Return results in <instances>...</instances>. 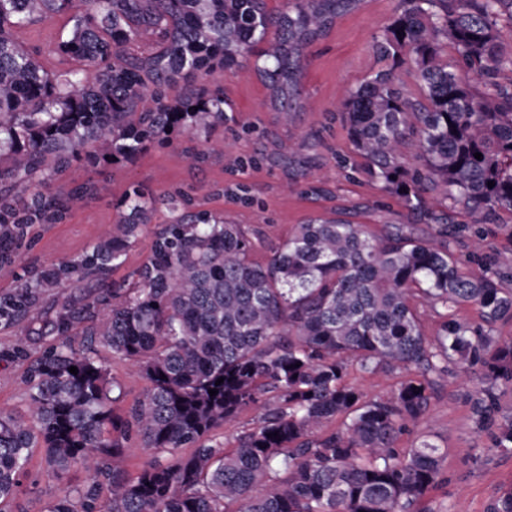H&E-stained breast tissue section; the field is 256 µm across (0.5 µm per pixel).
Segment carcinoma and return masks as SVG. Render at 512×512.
Segmentation results:
<instances>
[{"mask_svg": "<svg viewBox=\"0 0 512 512\" xmlns=\"http://www.w3.org/2000/svg\"><path fill=\"white\" fill-rule=\"evenodd\" d=\"M361 2L289 0L272 12L266 0H0V268L17 281L0 292V328L15 331L6 354L28 391L25 414L0 413V512H13L35 448L59 479L91 474L47 512H433L440 448L399 441L456 369L481 385L477 432L512 449L500 406L512 389V341L500 336L512 322V258L457 248L467 233L483 241L479 224L512 242V77L501 79L512 52L499 33L512 0H399L372 45L385 67L342 102L353 155L432 226L428 236L317 217L258 262V233L194 208L191 188L156 195L132 183L112 228L83 252L21 264L36 227L102 194L93 178L58 184L73 162L132 163L182 131L210 140L226 120L224 89L206 82L215 70L252 57L270 107L304 111L306 49ZM62 14L70 28L57 41L23 40ZM47 53L78 66L49 70ZM401 62L418 92L396 75ZM303 148L283 157L293 179L304 176ZM425 191L473 226L445 222ZM160 206L170 217L154 226L147 259L132 281L112 280ZM420 304L438 317L432 337ZM468 307L481 323L461 315ZM37 336L54 341L33 354ZM101 347L149 383L122 412ZM351 366L405 378L366 401L346 381ZM252 407L261 414L235 447L214 442ZM135 442L153 457L131 476Z\"/></svg>", "mask_w": 512, "mask_h": 512, "instance_id": "cac0c4a2", "label": "carcinoma"}]
</instances>
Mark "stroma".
Returning <instances> with one entry per match:
<instances>
[{"instance_id":"35a3bbf8","label":"stroma","mask_w":512,"mask_h":512,"mask_svg":"<svg viewBox=\"0 0 512 512\" xmlns=\"http://www.w3.org/2000/svg\"><path fill=\"white\" fill-rule=\"evenodd\" d=\"M399 0H364L356 11L340 18L331 33L307 50L303 112H272L267 90L251 64L219 70L211 85L223 88L233 114L210 140L180 134L173 144L155 145L134 163L105 172L107 189L99 199L78 204L68 221L40 228L23 263L51 264L66 260L98 239L112 224L130 183L160 194L176 184L193 186L197 208L222 215L229 224H248L264 246L284 240L293 225L315 217L332 218L345 211L361 224H414L396 196L363 172L360 158L351 156L347 128L340 112L345 93L375 71L379 63L371 45L395 17ZM222 151L193 167L184 150ZM305 144L312 167L305 179H288L274 152L288 144ZM348 165H339V158ZM223 194H214L215 186ZM417 234L429 226L414 224ZM18 363L0 360V412H24L27 388ZM474 374L449 377L439 387L428 413L400 442L407 448L421 437L437 443L443 455L444 482L430 496L434 512H486L502 490L512 487V451L491 449L488 435L473 431L470 398ZM90 475L71 469L64 478L45 470L41 451H34L29 475L14 501V512H46L61 485L86 486Z\"/></svg>"}]
</instances>
